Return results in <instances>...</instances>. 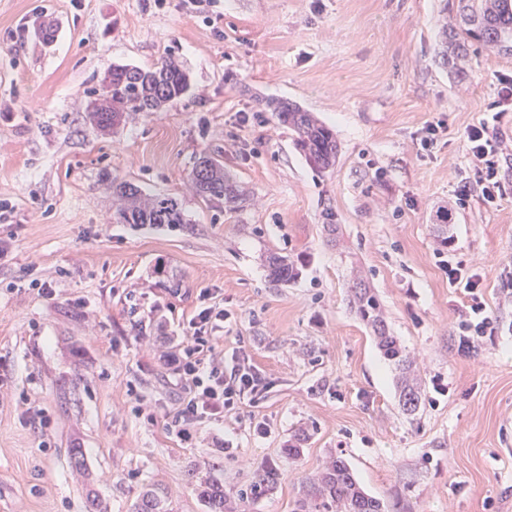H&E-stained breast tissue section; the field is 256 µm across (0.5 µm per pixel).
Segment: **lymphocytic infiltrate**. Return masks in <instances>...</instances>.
Returning a JSON list of instances; mask_svg holds the SVG:
<instances>
[{
	"label": "lymphocytic infiltrate",
	"mask_w": 512,
	"mask_h": 512,
	"mask_svg": "<svg viewBox=\"0 0 512 512\" xmlns=\"http://www.w3.org/2000/svg\"><path fill=\"white\" fill-rule=\"evenodd\" d=\"M462 140L476 165L473 174L461 176L457 181L455 204L464 209L476 198L485 204H494L504 192L499 175L504 142L487 120L466 126ZM444 269L449 285L462 286L467 293V330L479 336L494 335L493 320L479 293V275L450 263L445 264ZM223 319L222 309L202 308L188 322L180 353L170 359L184 393L174 424L180 436L186 439L191 436L193 424L223 417L243 403H256L266 390L264 379L254 368L236 359L225 362L223 356L215 353L209 332Z\"/></svg>",
	"instance_id": "1"
}]
</instances>
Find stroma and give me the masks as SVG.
<instances>
[{"label":"stroma","mask_w":512,"mask_h":512,"mask_svg":"<svg viewBox=\"0 0 512 512\" xmlns=\"http://www.w3.org/2000/svg\"><path fill=\"white\" fill-rule=\"evenodd\" d=\"M456 5L217 0L205 20L186 0H0V204L12 207L0 223V512H85L75 448L108 512H131L145 485L173 512H204L197 478L235 496L266 463L279 484L240 512H291L334 458L386 512H512V194L465 209L453 196L472 165L460 134L512 57L476 50L454 79L437 44ZM168 58L189 77L183 95L110 134L86 121L113 66ZM271 97L335 130L333 170L261 112ZM438 119L437 148L419 151ZM205 154L249 189L243 208L195 194ZM109 178L177 198L185 223H119ZM272 254L294 262L295 281L270 282ZM446 260L481 276L496 325L468 350L467 298ZM356 264L422 381L414 413L350 303ZM204 290L224 309L216 351L238 352L268 389L185 441L169 357Z\"/></svg>","instance_id":"35a3bbf8"}]
</instances>
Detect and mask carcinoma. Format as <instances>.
Segmentation results:
<instances>
[{"mask_svg": "<svg viewBox=\"0 0 512 512\" xmlns=\"http://www.w3.org/2000/svg\"><path fill=\"white\" fill-rule=\"evenodd\" d=\"M459 21L455 26L443 23L437 56L442 64L458 76L466 74L464 64L471 59L473 47L498 55H512V0H459ZM189 85L186 72L173 59L153 69L117 65L93 92L94 101L102 104L99 112L87 117L99 130L107 132L127 124L139 112H153L185 93ZM263 109L273 113L280 123L295 133V144L318 171L336 166L338 144L336 134L312 112L282 99L264 101ZM196 168L202 178L191 176L195 193L205 199L222 198L231 210L247 200L246 189L224 165L210 156L199 158ZM106 190L112 192L116 216L123 224H183L185 219L179 202L171 196L146 193L132 184L110 180ZM298 276L294 264L272 255L268 261V277L274 283H289ZM353 303L362 320L374 328L377 343L385 357L402 371L400 398L403 411H416L421 398V383L410 376V360L397 339L391 336L383 320L380 304L362 278L355 277L351 287ZM280 473L269 465L257 473L245 496L257 499L277 482ZM205 512H236L224 485L208 479L199 483ZM132 512H168L162 492L144 486L137 492ZM293 512H384V504L367 495L358 485L348 465L341 459L330 462L315 478L302 486Z\"/></svg>", "mask_w": 512, "mask_h": 512, "instance_id": "cac0c4a2", "label": "carcinoma"}]
</instances>
